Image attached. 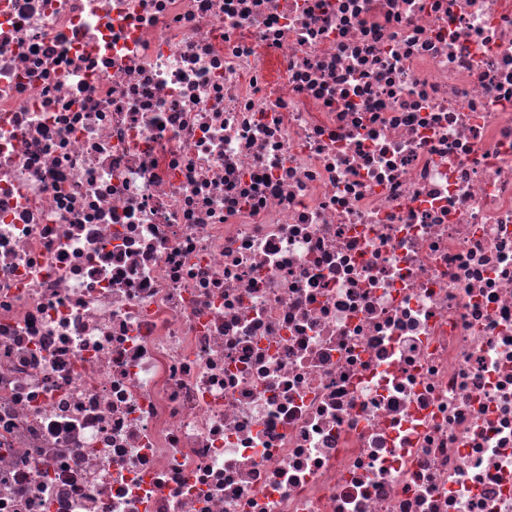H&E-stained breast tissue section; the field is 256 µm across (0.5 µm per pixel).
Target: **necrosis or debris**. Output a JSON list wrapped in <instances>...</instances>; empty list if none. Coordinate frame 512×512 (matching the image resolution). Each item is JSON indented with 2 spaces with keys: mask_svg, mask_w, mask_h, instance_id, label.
Instances as JSON below:
<instances>
[{
  "mask_svg": "<svg viewBox=\"0 0 512 512\" xmlns=\"http://www.w3.org/2000/svg\"><path fill=\"white\" fill-rule=\"evenodd\" d=\"M0 512H512V0H0Z\"/></svg>",
  "mask_w": 512,
  "mask_h": 512,
  "instance_id": "1",
  "label": "necrosis or debris"
}]
</instances>
